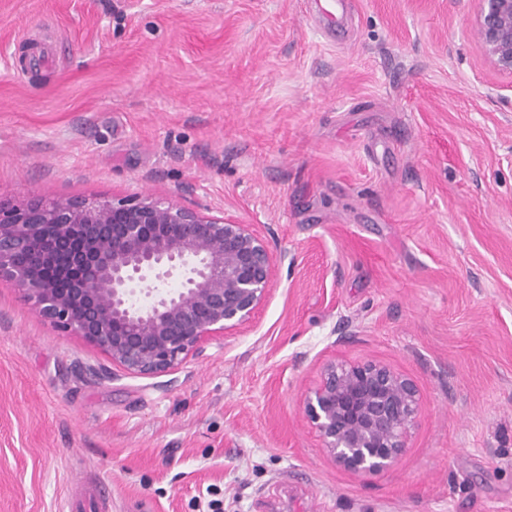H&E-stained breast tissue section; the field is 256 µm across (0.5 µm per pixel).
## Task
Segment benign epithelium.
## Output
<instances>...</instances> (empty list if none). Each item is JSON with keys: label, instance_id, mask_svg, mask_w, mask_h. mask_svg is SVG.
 Here are the masks:
<instances>
[{"label": "benign epithelium", "instance_id": "benign-epithelium-1", "mask_svg": "<svg viewBox=\"0 0 512 512\" xmlns=\"http://www.w3.org/2000/svg\"><path fill=\"white\" fill-rule=\"evenodd\" d=\"M473 26L485 63L512 79V0H480ZM286 257L252 225L173 200L0 199V281L130 375L168 374L247 330ZM303 409L332 461L363 475L399 459L418 402L387 367L328 362Z\"/></svg>", "mask_w": 512, "mask_h": 512}]
</instances>
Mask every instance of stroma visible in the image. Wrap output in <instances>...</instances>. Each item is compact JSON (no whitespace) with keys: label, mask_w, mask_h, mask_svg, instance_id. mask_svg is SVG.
I'll return each mask as SVG.
<instances>
[{"label":"stroma","mask_w":512,"mask_h":512,"mask_svg":"<svg viewBox=\"0 0 512 512\" xmlns=\"http://www.w3.org/2000/svg\"><path fill=\"white\" fill-rule=\"evenodd\" d=\"M478 0H0V197L149 195L286 253L250 328L153 378L0 283V512H512V81ZM409 379L358 475L303 412L323 364ZM107 483V474L103 472H97L91 481V486L86 489L80 497L76 498L71 504L69 510H75L70 512H105L108 511V506L105 500L101 499L95 494V489L99 485Z\"/></svg>","instance_id":"stroma-1"}]
</instances>
